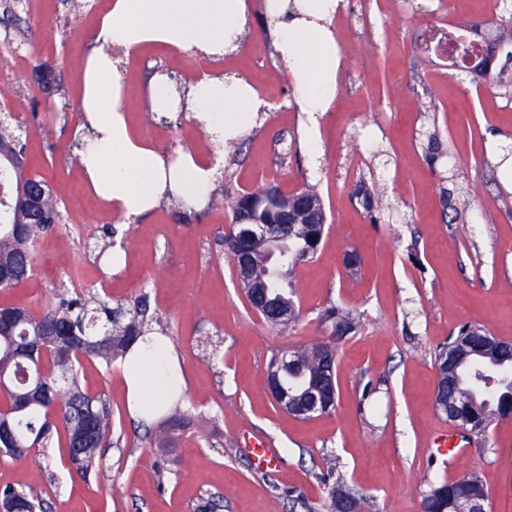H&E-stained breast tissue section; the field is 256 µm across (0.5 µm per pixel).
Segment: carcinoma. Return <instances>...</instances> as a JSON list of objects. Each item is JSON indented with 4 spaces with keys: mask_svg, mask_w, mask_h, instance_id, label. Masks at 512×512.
I'll list each match as a JSON object with an SVG mask.
<instances>
[{
    "mask_svg": "<svg viewBox=\"0 0 512 512\" xmlns=\"http://www.w3.org/2000/svg\"><path fill=\"white\" fill-rule=\"evenodd\" d=\"M23 5L3 7L0 21L22 39ZM10 175L13 195L5 208H0V265L9 277L0 279V290L16 288L33 274V257L39 240L64 222L57 196L42 178L32 185L43 193L40 212L31 214L18 206L17 195L26 186L24 174L16 170L0 152V174ZM354 197L367 214L378 211L382 199L369 185L361 183ZM295 200L314 205L316 216L326 213L324 204L312 188L296 193ZM256 219L263 224H240L236 227L238 250L252 258L254 274L242 280L249 305L260 307L265 322L279 327L278 312L288 305V322L299 319L292 273L295 267L314 258L325 234L324 224H274L275 212L258 211ZM264 228L286 237L288 257L272 265L271 256L250 239L248 233ZM55 302L34 313L23 305H8L14 314L11 327L0 330V373H4L5 394L13 402L27 406L9 415L17 442L23 450L4 449L1 457L21 458L30 455L29 446L49 448L54 443L68 448V460L78 474L91 473L110 480L100 467L101 449L112 444V407L101 395H91L81 386L76 364L91 358L109 368L118 359L130 358L134 344L148 334L155 337L156 349L166 348L167 334L151 312L147 295L131 305L112 300L108 294L88 292L66 298L54 293ZM326 329L341 340L359 327V317L336 306L320 315ZM39 340L55 350L54 370L45 378L48 394L37 398L31 392L40 378L37 365L23 356L25 343ZM288 364L273 357L270 368L280 371V381L288 392V413L305 417L326 414L335 409L330 391L336 383V360L321 353L319 345H303L286 351ZM438 375L435 408L450 422L465 426L477 437H484L492 425L512 419V344L489 335L474 324L461 326L437 357ZM63 411V420H48L49 408ZM325 489L319 512H337L341 499L352 501L357 512H371L373 501L364 492L349 485L344 474L331 464L322 477ZM488 494L476 475L457 479H439L428 483L424 499L432 512H470L475 500ZM17 504L24 512H43L42 499L10 486L0 489V509Z\"/></svg>",
    "mask_w": 512,
    "mask_h": 512,
    "instance_id": "obj_1",
    "label": "carcinoma"
}]
</instances>
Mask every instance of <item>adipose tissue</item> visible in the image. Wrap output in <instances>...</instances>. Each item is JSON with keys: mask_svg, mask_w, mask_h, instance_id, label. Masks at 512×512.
Wrapping results in <instances>:
<instances>
[{"mask_svg": "<svg viewBox=\"0 0 512 512\" xmlns=\"http://www.w3.org/2000/svg\"><path fill=\"white\" fill-rule=\"evenodd\" d=\"M343 0H107L100 12L99 50L87 55L80 73L83 88L79 128V165L89 190L122 220L150 212L162 199L184 208L209 197L219 168L191 150L170 156L132 130L124 107L125 88L113 77L111 49L135 52L146 43H162L189 55L221 58L242 47L254 12L272 21L278 57L296 91L304 116L306 148L320 160L316 129L336 99L340 49L330 24ZM152 111H190L216 146L242 137L267 102L247 81L201 76L187 96H178L167 76L153 75ZM143 370L125 376L133 416L148 419L152 407L147 379L164 375L173 355L153 358L150 340L134 348Z\"/></svg>", "mask_w": 512, "mask_h": 512, "instance_id": "ef3b65f1", "label": "adipose tissue"}]
</instances>
